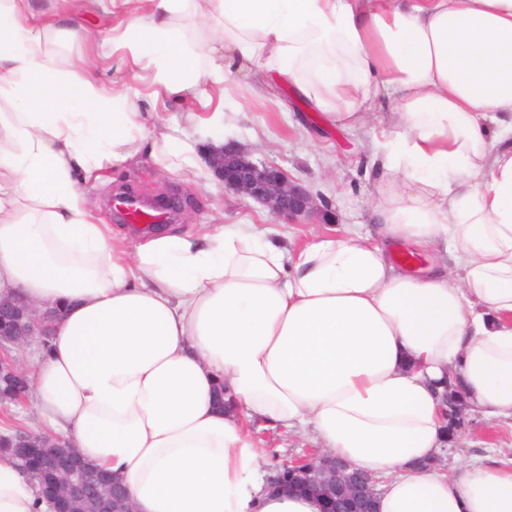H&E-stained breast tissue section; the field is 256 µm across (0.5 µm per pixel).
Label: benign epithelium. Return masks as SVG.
I'll list each match as a JSON object with an SVG mask.
<instances>
[{
    "label": "benign epithelium",
    "instance_id": "7a95c632",
    "mask_svg": "<svg viewBox=\"0 0 512 512\" xmlns=\"http://www.w3.org/2000/svg\"><path fill=\"white\" fill-rule=\"evenodd\" d=\"M208 164L225 191L267 207L279 223H291L313 211V196L305 185L274 165L254 162L235 142L212 149ZM47 319L49 313L31 303L0 299V351L25 347ZM12 450L39 475L40 492L51 512H74L83 504L92 512H133L116 478L84 462L69 442L58 438L47 446L25 435L12 442ZM274 485L313 496L322 512H364L379 494L376 476L316 452L283 464Z\"/></svg>",
    "mask_w": 512,
    "mask_h": 512
}]
</instances>
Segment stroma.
Here are the masks:
<instances>
[{
    "instance_id": "1",
    "label": "stroma",
    "mask_w": 512,
    "mask_h": 512,
    "mask_svg": "<svg viewBox=\"0 0 512 512\" xmlns=\"http://www.w3.org/2000/svg\"><path fill=\"white\" fill-rule=\"evenodd\" d=\"M48 14L75 15L80 20L77 38L52 37L48 49L56 67L72 76H81L80 64H97L105 84H134L140 95L135 103L147 116L151 138L168 134L195 148L196 172H159L154 158L141 154L130 166L105 171L101 180L85 184L83 190L105 223H115L110 201L116 194L131 192L150 199L177 203L181 213L177 228L194 230L204 224H264L274 220L267 209L252 199L224 191L213 177L206 161L213 145L228 140L239 142L257 162L282 168L292 178L307 185L322 208L311 218L296 223L293 232L303 239L325 234L328 227L368 224L373 182L365 175L371 167L370 142L381 135L377 121L360 129L329 128L319 113L309 111L292 90L279 92L280 107H273L251 95L243 81H236L225 100L226 110L239 112L238 121L217 128L205 121L193 124L186 113L201 112L202 106L191 94L182 99L157 96L149 80L134 81L130 71L118 70L109 38L112 19L99 13L88 0H39ZM249 430L258 447L267 449L265 467L275 470L282 461L307 455L315 445L303 431L280 432L254 422ZM488 458L503 467H512V418H485L464 413L463 425L455 442L442 455L443 470L460 462Z\"/></svg>"
}]
</instances>
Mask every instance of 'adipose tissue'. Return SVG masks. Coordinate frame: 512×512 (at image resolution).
<instances>
[{
  "label": "adipose tissue",
  "instance_id": "1",
  "mask_svg": "<svg viewBox=\"0 0 512 512\" xmlns=\"http://www.w3.org/2000/svg\"><path fill=\"white\" fill-rule=\"evenodd\" d=\"M95 2L113 52L170 98L209 105L242 71L331 127L377 115L375 229L211 224L130 245L82 185L147 148L138 90L60 71L62 17L0 0V299L59 310L29 373L44 427L135 512H319L271 483L253 421L385 473L378 512H512V468L433 464L449 380L471 412L512 418V0ZM395 245L428 265L399 267ZM0 512H48L5 452Z\"/></svg>",
  "mask_w": 512,
  "mask_h": 512
}]
</instances>
